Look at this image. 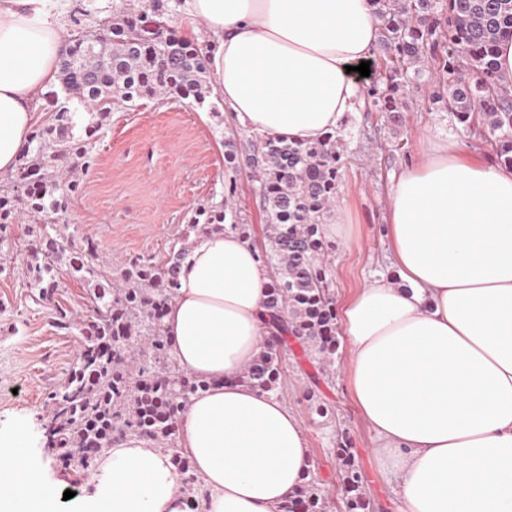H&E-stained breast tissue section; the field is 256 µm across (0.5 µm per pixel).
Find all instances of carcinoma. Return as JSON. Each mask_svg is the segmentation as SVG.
<instances>
[{
  "label": "carcinoma",
  "instance_id": "obj_1",
  "mask_svg": "<svg viewBox=\"0 0 512 512\" xmlns=\"http://www.w3.org/2000/svg\"><path fill=\"white\" fill-rule=\"evenodd\" d=\"M171 0H150L133 11L115 0L112 15L97 31L77 40L60 60V88L46 93L51 122L34 128L28 147L0 187V232L26 220L42 225L28 275L40 295L60 287L58 271L90 288L89 300L105 315L94 335L82 338L68 383L53 395L50 443L68 464L83 469L92 460L84 449L105 448L114 439L137 437L169 447L173 463L186 475V503H196L195 477L187 452L177 447L173 420L182 403L202 387L185 375L169 354L163 318L177 287L181 262L192 239L221 231L225 224L244 233L251 225L232 207L235 182L224 185L219 202L196 207L182 230L179 247L162 263L149 259L112 267L93 249L75 250L72 236L47 219L68 213L79 183L49 173L62 158L90 167L96 134L107 125L114 100L131 105L165 96L187 100L217 114L221 101L209 78V51L175 31ZM380 21L377 45L384 68L367 88L368 101L388 119L400 120L399 104L423 82L433 64L442 76V105L470 135L489 139L500 163L512 167V94L495 61L501 38L512 35V0H370ZM91 122L81 124V114ZM224 163L245 167L256 182L255 196L265 212L270 267L266 311L271 336L240 375L242 382L276 393L288 338L304 353L314 348L329 362L339 346L336 305L330 292L329 241L322 225L331 217L345 165L343 135L329 134L308 144L254 138L245 152L235 138L224 139ZM346 512H370L363 478L349 441L337 444ZM315 480H308L284 512H324Z\"/></svg>",
  "mask_w": 512,
  "mask_h": 512
}]
</instances>
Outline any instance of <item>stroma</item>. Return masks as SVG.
Segmentation results:
<instances>
[{"instance_id": "obj_1", "label": "stroma", "mask_w": 512, "mask_h": 512, "mask_svg": "<svg viewBox=\"0 0 512 512\" xmlns=\"http://www.w3.org/2000/svg\"><path fill=\"white\" fill-rule=\"evenodd\" d=\"M112 2L93 0L88 14L78 17L74 10L79 2L70 0L63 18L66 44L95 32L100 20L111 14ZM440 89L437 75H430L409 95L400 123L387 121L369 105L357 108L348 121L352 136L345 146L347 167L337 199L346 206L357 237L336 245L331 254L336 304H344L382 269L391 175L417 160L419 133L446 137L487 163L497 161L490 142L469 138L451 114L433 104ZM230 134L236 135L239 148H246L249 132L186 101L115 109L97 134L94 165L73 173L82 186L67 214L75 247L93 242L106 262L162 261L191 211L221 199L231 178L238 185L242 214L254 226L253 239L263 243L264 215L256 204L252 178L244 169L228 176L224 165V138ZM6 235L12 248L0 258V437L24 428L29 463L39 479L74 493L73 498L57 500L55 512H79L95 471L66 467L58 450L48 446L45 426L52 413L51 397L67 384L77 362L78 327L88 314L87 289L63 271L60 288L52 296L40 297L27 277L38 245L35 233L22 222L10 225ZM60 308L70 315L73 329L56 327ZM348 356L349 344L343 339L335 361L326 367L287 358L278 396L301 422L327 512H345L335 451L341 434L350 440L371 512H396L374 434L345 379Z\"/></svg>"}]
</instances>
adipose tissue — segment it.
<instances>
[{
  "label": "adipose tissue",
  "instance_id": "adipose-tissue-1",
  "mask_svg": "<svg viewBox=\"0 0 512 512\" xmlns=\"http://www.w3.org/2000/svg\"><path fill=\"white\" fill-rule=\"evenodd\" d=\"M62 0H0V172L11 171L57 85ZM217 49L224 110L261 138L315 142L357 109L379 21L369 0H183ZM388 263L341 309L346 376L394 479L399 512H512V168L425 135L387 205ZM269 274L252 237L197 238L163 318L176 364L202 387L178 440L204 512H283L310 452L284 400L240 381L264 349ZM0 442V512H44L57 487ZM83 512H185L170 452L129 438L101 457Z\"/></svg>",
  "mask_w": 512,
  "mask_h": 512
}]
</instances>
